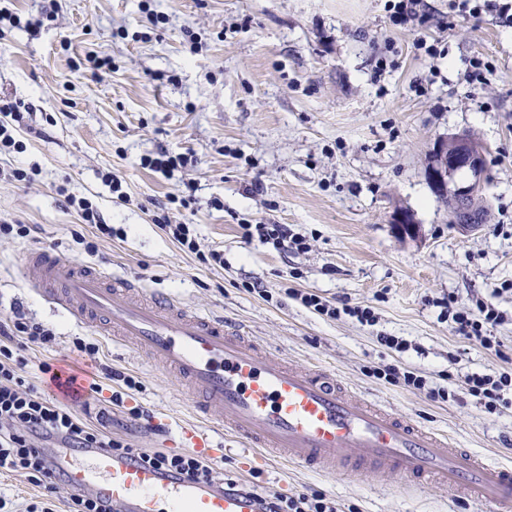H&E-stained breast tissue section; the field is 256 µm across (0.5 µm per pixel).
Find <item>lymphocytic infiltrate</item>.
I'll list each match as a JSON object with an SVG mask.
<instances>
[{"instance_id": "lymphocytic-infiltrate-1", "label": "lymphocytic infiltrate", "mask_w": 512, "mask_h": 512, "mask_svg": "<svg viewBox=\"0 0 512 512\" xmlns=\"http://www.w3.org/2000/svg\"><path fill=\"white\" fill-rule=\"evenodd\" d=\"M181 193L168 196L153 217L154 224L164 230L178 247L194 254L201 265L220 267L224 253L218 249L202 250L193 225L170 221L169 207L176 204L189 207L196 201L195 179L182 182ZM499 314L490 303L477 302L475 308L452 315L454 331L463 340L492 351L498 344L488 336L489 325ZM55 333L47 326L32 321L23 312H14L6 323H0V469L31 478L49 479L52 486L64 479L55 474L43 450L46 447L102 448L113 453H136L146 465L163 468L180 476L200 481L215 478L212 461L192 452L166 453L159 450H133L123 440L112 437L107 430V414L100 411L94 421L73 413L58 400L26 384L21 371L27 360L22 355L23 344L44 347L52 343ZM469 394L480 401L487 412L493 413L504 405V394L512 389V373L496 375L472 374L465 380ZM262 512H342L341 504L319 491L291 494L273 492L260 499Z\"/></svg>"}]
</instances>
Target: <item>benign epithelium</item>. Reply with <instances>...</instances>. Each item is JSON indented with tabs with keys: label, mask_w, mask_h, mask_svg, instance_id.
I'll use <instances>...</instances> for the list:
<instances>
[{
	"label": "benign epithelium",
	"mask_w": 512,
	"mask_h": 512,
	"mask_svg": "<svg viewBox=\"0 0 512 512\" xmlns=\"http://www.w3.org/2000/svg\"><path fill=\"white\" fill-rule=\"evenodd\" d=\"M487 170L485 146L468 133H457L437 139L429 152L426 179L433 192L448 197L450 216H459L454 227L463 233L477 231L481 225L465 220L461 215L473 214L472 201L484 195ZM461 171L471 173L472 179L464 183L453 182L454 175ZM391 223L401 237L414 238L419 234V224L413 213L396 207L391 214Z\"/></svg>",
	"instance_id": "1"
}]
</instances>
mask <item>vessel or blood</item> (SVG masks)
<instances>
[{
    "instance_id": "b4317fda",
    "label": "vessel or blood",
    "mask_w": 512,
    "mask_h": 512,
    "mask_svg": "<svg viewBox=\"0 0 512 512\" xmlns=\"http://www.w3.org/2000/svg\"><path fill=\"white\" fill-rule=\"evenodd\" d=\"M31 290L108 342L129 340L160 362L199 420L180 427L178 445L201 456L216 448L210 415L226 435L253 450L317 473L370 472L418 488L438 481L453 496L512 512V464L456 447L446 435L395 417L347 392L322 366L300 371L272 359L233 322L186 309L101 266H75L54 253L24 257ZM55 472L111 502L114 512H260L245 491L190 482L99 448H53Z\"/></svg>"
}]
</instances>
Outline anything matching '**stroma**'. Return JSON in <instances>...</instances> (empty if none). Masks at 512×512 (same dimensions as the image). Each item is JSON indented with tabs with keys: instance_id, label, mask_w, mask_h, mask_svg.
I'll return each instance as SVG.
<instances>
[{
	"instance_id": "1",
	"label": "stroma",
	"mask_w": 512,
	"mask_h": 512,
	"mask_svg": "<svg viewBox=\"0 0 512 512\" xmlns=\"http://www.w3.org/2000/svg\"><path fill=\"white\" fill-rule=\"evenodd\" d=\"M167 24L152 25L143 2ZM21 19L57 10L54 24L0 34V98L23 102L15 137L22 152L0 155V221L33 224L32 239L0 241V317L22 309L55 331L29 353L28 380L49 390L51 368L77 366L96 375L91 412L110 409L114 438L136 448L171 451L192 407L162 365L142 361L134 343L113 349L95 329L75 322L29 290L23 270L31 249H48L74 265L109 263L151 292L177 297L190 310L241 324L273 358L305 370L322 365L341 385L380 402L464 447L512 462V406L488 413L465 390L473 373L512 370V21L472 16L450 0H420L426 27L394 26L387 0H10ZM436 54L418 49V40ZM94 52L112 58L101 77L72 67ZM391 66L377 75L376 61ZM488 64L469 84L472 58ZM467 132L487 148L491 217L460 234L429 187L425 169L436 139ZM166 149L192 157L199 186L194 210L172 209L193 224L202 248L224 252L210 269L181 251L152 222L156 205L177 191L142 168L143 155ZM35 170L33 181L9 178ZM130 196L117 204L109 178ZM88 198L116 236L101 240L80 223L67 196ZM412 210L417 237L399 238L394 206ZM288 225L306 247L281 253L244 241L241 223ZM94 251H87V244ZM262 281L271 300L245 290ZM295 288L333 302L371 308L375 325L347 315L319 316L287 296ZM494 305L492 353L460 339L449 310ZM408 343L397 354L377 334ZM96 344L77 360L74 338ZM401 360L427 378L414 390L370 377L368 368ZM111 368L142 389L110 408ZM452 392L432 400V389ZM147 411L148 419L138 418ZM219 472L255 492L317 490L351 512H491L430 485L407 490L396 478L316 475L286 462L257 465L225 441ZM66 490L0 473V512H64Z\"/></svg>"
}]
</instances>
